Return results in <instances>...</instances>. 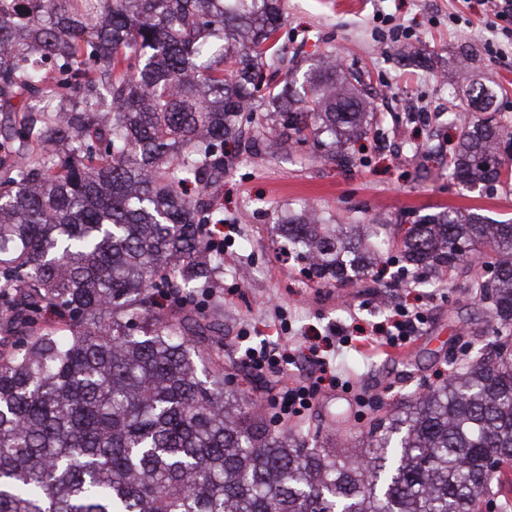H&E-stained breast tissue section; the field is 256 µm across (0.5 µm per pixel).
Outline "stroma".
<instances>
[{
	"label": "stroma",
	"instance_id": "obj_1",
	"mask_svg": "<svg viewBox=\"0 0 512 512\" xmlns=\"http://www.w3.org/2000/svg\"><path fill=\"white\" fill-rule=\"evenodd\" d=\"M282 8L280 41L302 45L303 69L329 52L362 68L376 93V128L362 141L361 163L348 170L310 143L303 165L268 138H256L247 157L228 146L224 178L211 190L224 212L216 227L224 276L206 304L224 333L225 385L247 400L315 373L317 356L332 359L340 386H323L302 416L270 423L275 431L301 428L327 448L359 443L372 418L435 382L461 333H486V316L463 276L435 288L319 285L282 254L273 213L309 204L341 224L361 217L405 227L450 208L512 219V184L485 193L451 179L447 156L429 149L447 145L457 128L418 121L447 111L475 81L505 87L496 112L512 118V42L489 27L483 0H282ZM466 48L475 58L464 64ZM398 308L422 315L407 358H390L382 345L371 352L340 345L344 334L377 336ZM264 344L288 350L293 364L252 372L246 352Z\"/></svg>",
	"mask_w": 512,
	"mask_h": 512
}]
</instances>
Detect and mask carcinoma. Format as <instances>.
I'll return each instance as SVG.
<instances>
[{"instance_id":"1","label":"carcinoma","mask_w":512,"mask_h":512,"mask_svg":"<svg viewBox=\"0 0 512 512\" xmlns=\"http://www.w3.org/2000/svg\"><path fill=\"white\" fill-rule=\"evenodd\" d=\"M281 0H0V512H492L512 470V223L423 216L390 274L445 270L488 303L494 341L357 448H311L224 389L218 322L189 302L224 270L207 195L224 143L265 113L270 136L348 166L368 105L332 54L301 95L275 81ZM494 91L466 106L487 112ZM448 176L512 178V124L475 118L448 142ZM195 187L186 194L182 188ZM320 284L396 263L372 224L308 206L276 215ZM62 312L58 325L43 311ZM215 367L209 382L198 366Z\"/></svg>"}]
</instances>
